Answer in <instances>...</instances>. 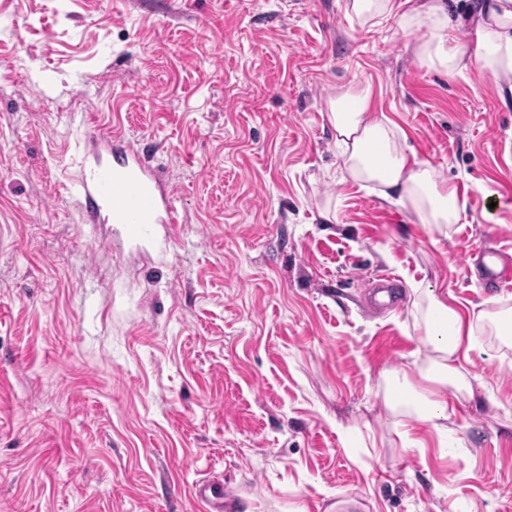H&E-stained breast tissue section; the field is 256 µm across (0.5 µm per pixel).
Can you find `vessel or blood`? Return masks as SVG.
I'll use <instances>...</instances> for the list:
<instances>
[{
	"label": "vessel or blood",
	"mask_w": 512,
	"mask_h": 512,
	"mask_svg": "<svg viewBox=\"0 0 512 512\" xmlns=\"http://www.w3.org/2000/svg\"><path fill=\"white\" fill-rule=\"evenodd\" d=\"M75 189L90 215L107 212L116 224H176L180 215L173 201L163 199L147 168L129 158L124 146L113 144L112 161L93 168ZM488 281L503 284L512 281V263L499 252L480 250ZM192 492L205 512H224V485L210 479L193 484Z\"/></svg>",
	"instance_id": "b4317fda"
}]
</instances>
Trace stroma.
I'll list each match as a JSON object with an SVG mask.
<instances>
[{
    "label": "stroma",
    "mask_w": 512,
    "mask_h": 512,
    "mask_svg": "<svg viewBox=\"0 0 512 512\" xmlns=\"http://www.w3.org/2000/svg\"><path fill=\"white\" fill-rule=\"evenodd\" d=\"M346 2L0 0V512H200L205 477L234 512H512V348L471 354L456 454L384 402L412 288L512 307L465 263L512 248V95ZM366 84L467 198L447 236L343 179L328 101ZM116 134L181 223L87 213Z\"/></svg>",
    "instance_id": "35a3bbf8"
}]
</instances>
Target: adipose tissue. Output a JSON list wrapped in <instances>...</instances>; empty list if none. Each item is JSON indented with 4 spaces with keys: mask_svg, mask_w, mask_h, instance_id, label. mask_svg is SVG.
Masks as SVG:
<instances>
[{
    "mask_svg": "<svg viewBox=\"0 0 512 512\" xmlns=\"http://www.w3.org/2000/svg\"><path fill=\"white\" fill-rule=\"evenodd\" d=\"M359 25L395 18L403 35H416L413 52L419 64L448 77L476 66L490 73L502 91L512 94V0H481L474 41L451 37L452 18L445 0H422L396 11L393 0H349L346 8ZM372 90L363 86L338 92L329 101L328 120L335 132L348 180L380 198L410 208L421 223L447 234L467 211V199L455 187L437 182L427 162L406 152L400 128L371 106ZM414 326L428 347L421 367L426 390L399 382L385 402L394 412L447 432L451 400L472 395V378L463 367L471 352L482 351L485 333L512 344V308L462 310L453 296L433 288L414 291Z\"/></svg>",
    "mask_w": 512,
    "mask_h": 512,
    "instance_id": "ef3b65f1",
    "label": "adipose tissue"
}]
</instances>
